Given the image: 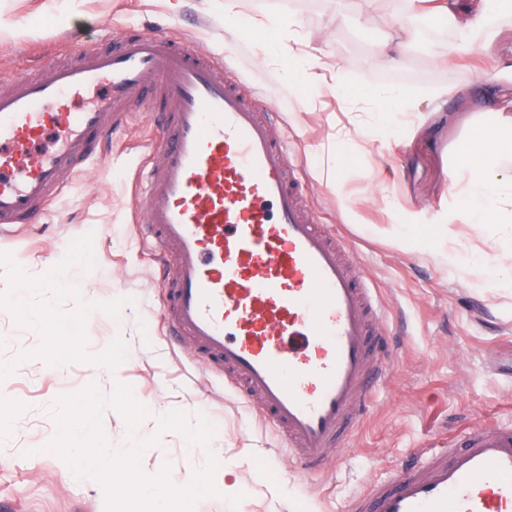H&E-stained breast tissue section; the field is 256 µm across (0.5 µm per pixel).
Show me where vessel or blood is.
Wrapping results in <instances>:
<instances>
[{
  "mask_svg": "<svg viewBox=\"0 0 512 512\" xmlns=\"http://www.w3.org/2000/svg\"><path fill=\"white\" fill-rule=\"evenodd\" d=\"M102 88L77 109L73 96ZM161 115L142 174L140 232L164 316L288 443L323 471L389 367L386 310L346 239L318 223L278 115L174 36L134 33L0 92V233L33 224L75 173L106 155L133 107ZM52 130L53 148L35 145ZM348 512H512V424L477 423L369 485Z\"/></svg>",
  "mask_w": 512,
  "mask_h": 512,
  "instance_id": "obj_1",
  "label": "vessel or blood"
}]
</instances>
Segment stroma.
I'll return each mask as SVG.
<instances>
[{
    "instance_id": "obj_1",
    "label": "stroma",
    "mask_w": 512,
    "mask_h": 512,
    "mask_svg": "<svg viewBox=\"0 0 512 512\" xmlns=\"http://www.w3.org/2000/svg\"><path fill=\"white\" fill-rule=\"evenodd\" d=\"M297 17L288 41L268 23ZM132 30L178 31L219 60L260 106L277 112V134L299 151L313 211L335 225L381 288L393 360L355 435L318 473L292 462L272 427L224 383L192 345L165 334L164 290L136 229L137 168L157 162L151 113L112 138V153L75 176L34 227L0 237V278L14 272L43 286L29 294L43 321L23 319L0 297V391L10 401L0 433V512H106L105 492L76 475L46 443L60 394L96 384L132 386L151 411L139 438H155L139 467L188 484L205 461L157 417L204 413L220 466L216 496L195 512H347L351 499L396 468L462 435L473 423H512V288L495 287L473 262L512 243L511 224L477 230L452 185L461 145L478 126L512 118V15L472 52L444 53L458 37L425 0H0V84L50 61L111 46ZM400 39L404 55L376 52ZM314 57L319 88L291 61ZM374 87L411 92L409 109H380ZM79 263L81 285L43 282V269ZM77 321L75 351L55 360L58 320Z\"/></svg>"
}]
</instances>
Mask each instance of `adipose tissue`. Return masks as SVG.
I'll use <instances>...</instances> for the list:
<instances>
[{"label":"adipose tissue","instance_id":"1","mask_svg":"<svg viewBox=\"0 0 512 512\" xmlns=\"http://www.w3.org/2000/svg\"><path fill=\"white\" fill-rule=\"evenodd\" d=\"M507 12H512V0H480L471 16L457 13L446 0L436 15L461 31L460 39L449 44V54L469 53L476 36L492 33L498 18ZM506 159L512 160V120L478 128L460 149L454 178L463 181L465 193L478 205L471 219L476 226L512 223V178L499 174Z\"/></svg>","mask_w":512,"mask_h":512}]
</instances>
